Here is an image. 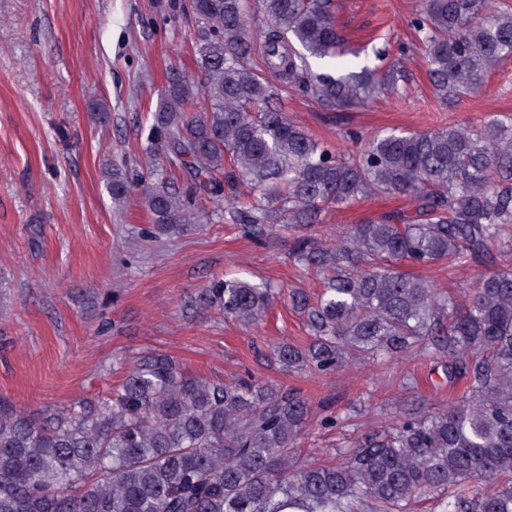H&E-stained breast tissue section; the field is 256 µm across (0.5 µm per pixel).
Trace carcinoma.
<instances>
[{
    "mask_svg": "<svg viewBox=\"0 0 512 512\" xmlns=\"http://www.w3.org/2000/svg\"><path fill=\"white\" fill-rule=\"evenodd\" d=\"M194 70L173 68L151 115L153 160L142 204L155 238L192 224L239 225L258 242L290 238V258L319 276L313 298L227 276L200 301L245 325L289 297L313 332L283 343L288 369L330 374L355 360L417 353L467 379L446 409L419 406L364 437L335 464L307 465L311 413L300 393L240 378L213 382L154 354L95 402L23 415L0 399V512H406L415 497L445 512H512V114L474 127L376 133L330 146L282 107L299 92L330 110L376 88L400 96L392 62L352 70L335 0H191ZM266 18L253 29L252 13ZM435 97L453 105L512 57V4L421 0L413 20ZM261 52L264 69L253 62ZM330 69L313 70L311 60ZM190 187H175L174 172ZM136 187L112 170L121 207ZM407 195L395 212L331 235L333 209L362 196ZM488 271L464 302L401 270L448 262Z\"/></svg>",
    "mask_w": 512,
    "mask_h": 512,
    "instance_id": "1",
    "label": "carcinoma"
}]
</instances>
